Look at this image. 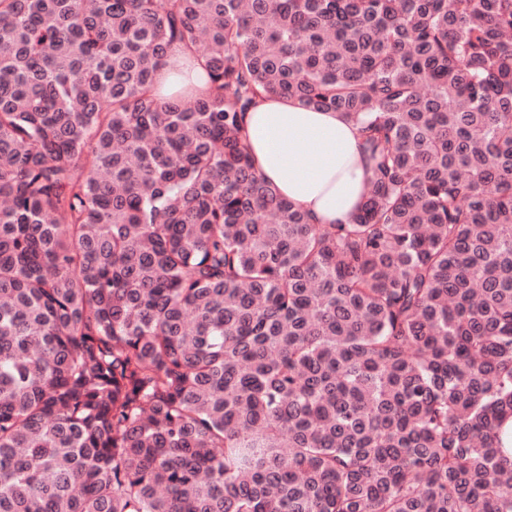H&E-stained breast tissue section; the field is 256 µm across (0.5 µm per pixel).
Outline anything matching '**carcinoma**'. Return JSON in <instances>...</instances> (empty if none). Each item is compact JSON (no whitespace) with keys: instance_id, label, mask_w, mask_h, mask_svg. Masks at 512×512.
I'll use <instances>...</instances> for the list:
<instances>
[{"instance_id":"obj_1","label":"carcinoma","mask_w":512,"mask_h":512,"mask_svg":"<svg viewBox=\"0 0 512 512\" xmlns=\"http://www.w3.org/2000/svg\"><path fill=\"white\" fill-rule=\"evenodd\" d=\"M270 94L360 126L352 223ZM0 198V512H512V0H0ZM258 174L313 224H350L367 181L359 127L341 112L265 96L246 115Z\"/></svg>"}]
</instances>
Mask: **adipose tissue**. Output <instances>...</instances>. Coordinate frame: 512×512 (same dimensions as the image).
I'll use <instances>...</instances> for the list:
<instances>
[{"mask_svg":"<svg viewBox=\"0 0 512 512\" xmlns=\"http://www.w3.org/2000/svg\"><path fill=\"white\" fill-rule=\"evenodd\" d=\"M258 174L316 224L351 223L367 181L359 127L344 114L266 96L246 115Z\"/></svg>","mask_w":512,"mask_h":512,"instance_id":"ef3b65f1","label":"adipose tissue"}]
</instances>
